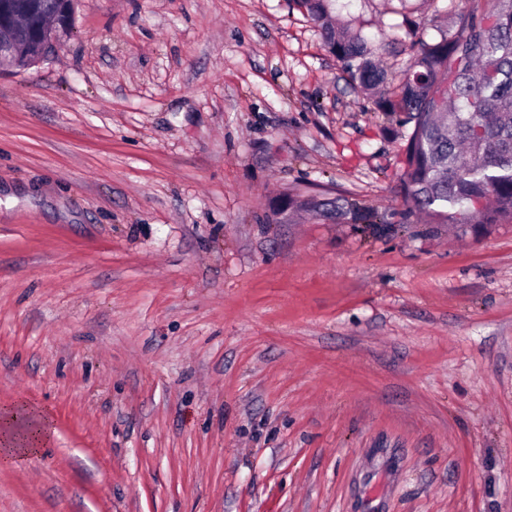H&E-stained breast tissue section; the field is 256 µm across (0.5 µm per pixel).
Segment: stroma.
Returning <instances> with one entry per match:
<instances>
[{"label": "stroma", "mask_w": 512, "mask_h": 512, "mask_svg": "<svg viewBox=\"0 0 512 512\" xmlns=\"http://www.w3.org/2000/svg\"><path fill=\"white\" fill-rule=\"evenodd\" d=\"M468 6L333 17L394 87ZM410 131L294 0H76L0 71V512H512V223L407 213ZM19 418L30 419L27 431L19 444L2 439V452L5 454H35L51 440L53 430L49 418L37 409L25 403H19L9 410L2 411L0 421L2 426L7 427Z\"/></svg>", "instance_id": "stroma-1"}]
</instances>
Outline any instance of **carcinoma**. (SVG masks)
I'll return each mask as SVG.
<instances>
[{
  "label": "carcinoma",
  "instance_id": "carcinoma-1",
  "mask_svg": "<svg viewBox=\"0 0 512 512\" xmlns=\"http://www.w3.org/2000/svg\"><path fill=\"white\" fill-rule=\"evenodd\" d=\"M329 52L353 83L374 91L387 71L360 30L327 23L330 0H299ZM405 78L376 100V110L413 124L400 195L431 224L512 222V0H471L440 40L410 44ZM311 212L334 219L336 201L310 198Z\"/></svg>",
  "mask_w": 512,
  "mask_h": 512
}]
</instances>
